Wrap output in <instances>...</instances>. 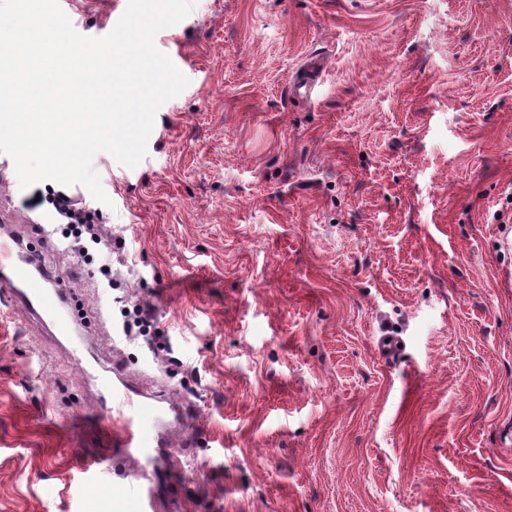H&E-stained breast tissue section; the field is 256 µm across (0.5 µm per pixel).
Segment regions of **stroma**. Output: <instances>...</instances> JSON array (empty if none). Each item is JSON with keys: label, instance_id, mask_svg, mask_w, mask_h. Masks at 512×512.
<instances>
[{"label": "stroma", "instance_id": "stroma-1", "mask_svg": "<svg viewBox=\"0 0 512 512\" xmlns=\"http://www.w3.org/2000/svg\"><path fill=\"white\" fill-rule=\"evenodd\" d=\"M109 34L127 0H59ZM155 44L188 84L135 168L93 159L123 285L76 274L0 153V233L79 302L0 314V512H111L72 350L191 404L162 512H512V0H195ZM323 62L315 96L296 90ZM155 308L161 350L123 336ZM392 335L393 358L378 352Z\"/></svg>", "mask_w": 512, "mask_h": 512}]
</instances>
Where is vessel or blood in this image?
<instances>
[{"label": "vessel or blood", "instance_id": "b4317fda", "mask_svg": "<svg viewBox=\"0 0 512 512\" xmlns=\"http://www.w3.org/2000/svg\"><path fill=\"white\" fill-rule=\"evenodd\" d=\"M0 279L12 288L34 315L50 321L58 333L68 334L66 298L62 290L49 287L33 253L14 255L6 240H0ZM75 362L94 388L93 408L109 424L101 433L112 442L108 455L88 457L87 472H120L121 490L112 497V512H159L153 492L144 485L153 450L186 446L180 431L184 412L176 408L171 419H162L159 399L140 393L120 371L98 369L94 350L84 349Z\"/></svg>", "mask_w": 512, "mask_h": 512}]
</instances>
